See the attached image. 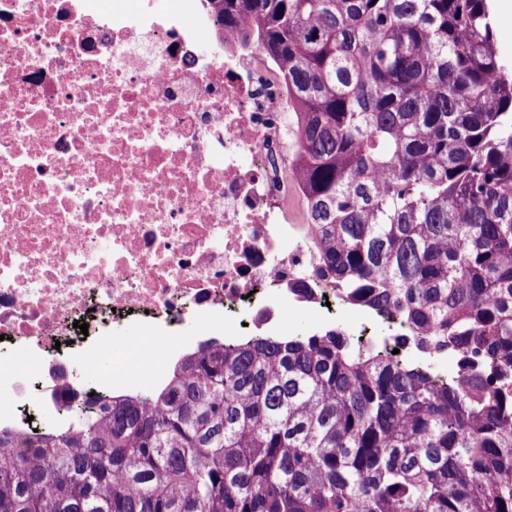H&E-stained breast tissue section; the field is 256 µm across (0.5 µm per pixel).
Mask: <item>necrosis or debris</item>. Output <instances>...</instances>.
I'll use <instances>...</instances> for the list:
<instances>
[{
  "label": "necrosis or debris",
  "mask_w": 512,
  "mask_h": 512,
  "mask_svg": "<svg viewBox=\"0 0 512 512\" xmlns=\"http://www.w3.org/2000/svg\"><path fill=\"white\" fill-rule=\"evenodd\" d=\"M207 45L177 8L0 0V335L25 351L0 365V430L32 434L35 405L64 431L91 384L123 397L140 367L166 378L190 322L275 336L304 308L338 325L288 214L287 99L251 44Z\"/></svg>",
  "instance_id": "1"
}]
</instances>
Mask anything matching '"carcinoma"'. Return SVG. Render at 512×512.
Masks as SVG:
<instances>
[{
  "mask_svg": "<svg viewBox=\"0 0 512 512\" xmlns=\"http://www.w3.org/2000/svg\"><path fill=\"white\" fill-rule=\"evenodd\" d=\"M272 62L292 177L345 303L462 356L343 331L205 342L71 432L0 431V512H512V70L487 0H200Z\"/></svg>",
  "mask_w": 512,
  "mask_h": 512,
  "instance_id": "1",
  "label": "carcinoma"
}]
</instances>
